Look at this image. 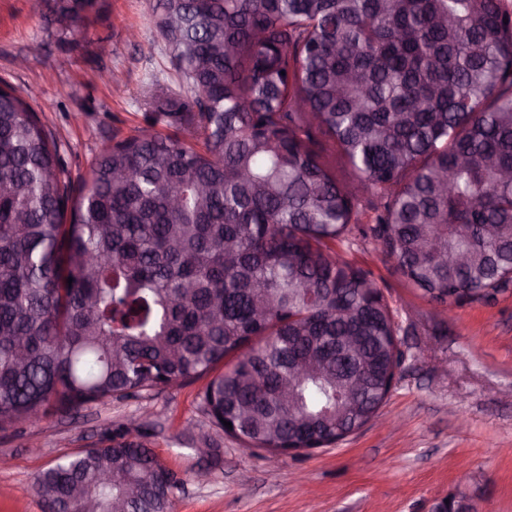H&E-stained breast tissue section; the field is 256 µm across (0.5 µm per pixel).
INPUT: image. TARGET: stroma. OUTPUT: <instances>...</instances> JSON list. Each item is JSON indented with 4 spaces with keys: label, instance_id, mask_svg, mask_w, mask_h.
I'll list each match as a JSON object with an SVG mask.
<instances>
[{
    "label": "stroma",
    "instance_id": "35a3bbf8",
    "mask_svg": "<svg viewBox=\"0 0 512 512\" xmlns=\"http://www.w3.org/2000/svg\"><path fill=\"white\" fill-rule=\"evenodd\" d=\"M104 4L82 38L62 44L37 0H0V83L55 133L76 182L104 145L149 127L150 79L176 81L152 24L157 0ZM343 254L372 272L405 353L376 420L329 447L276 457L213 427L202 379L51 411L0 431L9 461L0 467V512H43L35 476L124 427L181 479L173 512H433L454 496L475 512H512V291L447 317L368 240ZM204 448L218 449V461L201 456Z\"/></svg>",
    "mask_w": 512,
    "mask_h": 512
}]
</instances>
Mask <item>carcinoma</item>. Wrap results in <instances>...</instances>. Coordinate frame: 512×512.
<instances>
[{
  "instance_id": "carcinoma-1",
  "label": "carcinoma",
  "mask_w": 512,
  "mask_h": 512,
  "mask_svg": "<svg viewBox=\"0 0 512 512\" xmlns=\"http://www.w3.org/2000/svg\"><path fill=\"white\" fill-rule=\"evenodd\" d=\"M102 2L39 6L67 40ZM153 23L180 86L144 105L181 134L115 140L77 184L0 89V430L208 376L245 447L331 445L403 360L336 243L372 240L446 310L512 287V0H158ZM179 484L117 431L32 490L44 512H171Z\"/></svg>"
}]
</instances>
